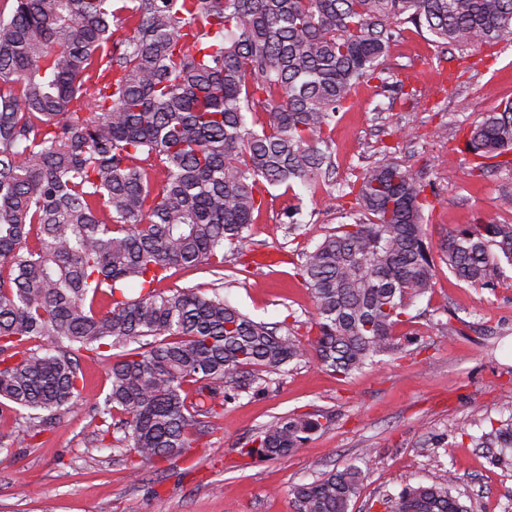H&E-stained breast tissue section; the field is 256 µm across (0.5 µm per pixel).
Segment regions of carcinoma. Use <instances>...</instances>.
Segmentation results:
<instances>
[{
  "mask_svg": "<svg viewBox=\"0 0 512 512\" xmlns=\"http://www.w3.org/2000/svg\"><path fill=\"white\" fill-rule=\"evenodd\" d=\"M407 24L443 51L491 50L512 35V0H0V422L12 423L0 451L82 398L80 351L109 362L91 423L131 453L134 480L143 464L191 458L241 373H277L310 348L348 378L404 351L397 329L435 267L426 185L387 150L350 184L331 175L358 85L415 95L386 67ZM466 150L512 154V102L472 124ZM297 188L354 197L350 222L298 254L311 334L216 290L159 288L178 267L223 280L224 247L248 238L266 194ZM440 260L487 288L512 266V224L452 230ZM322 429L285 414L240 453L282 458ZM481 438L512 465V421ZM361 482L349 466L300 484L298 510L349 512ZM454 482L446 471L379 504L468 512Z\"/></svg>",
  "mask_w": 512,
  "mask_h": 512,
  "instance_id": "1",
  "label": "carcinoma"
}]
</instances>
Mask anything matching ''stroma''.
<instances>
[{
  "instance_id": "stroma-1",
  "label": "stroma",
  "mask_w": 512,
  "mask_h": 512,
  "mask_svg": "<svg viewBox=\"0 0 512 512\" xmlns=\"http://www.w3.org/2000/svg\"><path fill=\"white\" fill-rule=\"evenodd\" d=\"M387 65L417 96L399 98L373 83L357 89L356 107L336 124L334 180H352L395 144L399 158L434 185L432 248L457 226L512 222L499 206L500 195L512 192V167L479 171L464 150L465 127L512 100V39L489 52L444 55L410 28ZM412 124L420 136L411 140L402 132ZM293 203L289 193L266 196L244 250L226 253L223 285L199 267L173 271L165 287L217 288L251 318L306 334L314 300L293 263L344 223L350 201L330 208L305 201V216L292 226L284 213ZM416 308L419 317L403 330L423 337L426 348L408 346L346 379L311 352L278 373L253 371L223 415L207 419L191 459L145 467L136 482L125 454L103 447L90 422L93 403L110 388L108 367L80 353L83 398L54 415L35 446L0 452V512H298L295 486L351 464L364 478L350 512H381L386 493L432 483L446 469L455 471L452 493L469 512H512V465L494 464L495 449L461 437L512 420V269L474 290L437 264L432 290ZM452 313L465 323L451 335L438 323ZM287 412L324 415L328 426L286 457L241 456L243 443Z\"/></svg>"
}]
</instances>
